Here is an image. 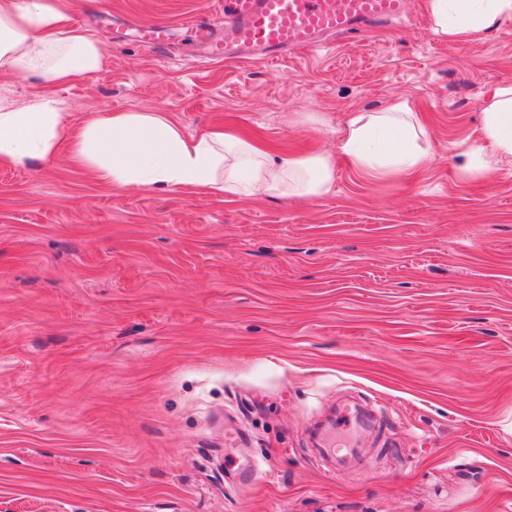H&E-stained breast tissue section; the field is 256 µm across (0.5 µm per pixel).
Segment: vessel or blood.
Segmentation results:
<instances>
[{"label": "vessel or blood", "mask_w": 512, "mask_h": 512, "mask_svg": "<svg viewBox=\"0 0 512 512\" xmlns=\"http://www.w3.org/2000/svg\"><path fill=\"white\" fill-rule=\"evenodd\" d=\"M407 5L408 0H223L224 39L212 57L266 63L319 48L326 37L382 28L401 18ZM371 430V417L343 407L324 432L322 445L340 467H361Z\"/></svg>", "instance_id": "1"}]
</instances>
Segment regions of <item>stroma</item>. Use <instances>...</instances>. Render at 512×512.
Wrapping results in <instances>:
<instances>
[{"label": "stroma", "mask_w": 512, "mask_h": 512, "mask_svg": "<svg viewBox=\"0 0 512 512\" xmlns=\"http://www.w3.org/2000/svg\"><path fill=\"white\" fill-rule=\"evenodd\" d=\"M220 11L73 0L109 62L59 97L295 153L405 97L436 160L379 180L340 157L313 199L115 191L64 148L1 166L0 512H512V160L472 183L455 157L512 83V21L449 42L411 0L257 64L205 58L191 27ZM344 399L380 439L336 476L310 432ZM246 465L273 477L233 483Z\"/></svg>", "instance_id": "35a3bbf8"}]
</instances>
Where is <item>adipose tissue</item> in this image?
<instances>
[{
    "label": "adipose tissue",
    "instance_id": "adipose-tissue-1",
    "mask_svg": "<svg viewBox=\"0 0 512 512\" xmlns=\"http://www.w3.org/2000/svg\"><path fill=\"white\" fill-rule=\"evenodd\" d=\"M434 34L465 42L512 20V0H427ZM100 44L71 19L69 0H0V74L36 76L41 90L17 103L0 88V164L29 168L67 148L75 166L115 190L192 187L229 198H317L335 186L337 156L391 178L435 160L428 131L407 99L381 112L351 113L337 153L270 154L223 128L196 136L161 112L130 110L74 122L57 86L100 71ZM478 139L457 146L463 175L483 181L512 159V84L483 103Z\"/></svg>",
    "mask_w": 512,
    "mask_h": 512
}]
</instances>
